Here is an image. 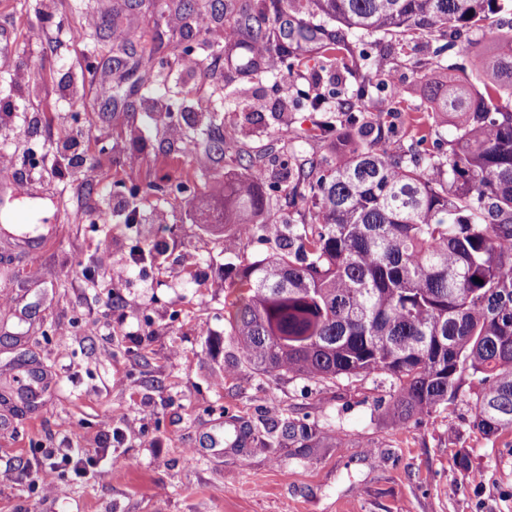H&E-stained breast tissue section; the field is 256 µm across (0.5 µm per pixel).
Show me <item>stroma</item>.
<instances>
[{
    "label": "stroma",
    "instance_id": "35a3bbf8",
    "mask_svg": "<svg viewBox=\"0 0 512 512\" xmlns=\"http://www.w3.org/2000/svg\"><path fill=\"white\" fill-rule=\"evenodd\" d=\"M163 0H0V152L18 169L0 198V471L33 467L46 448L87 447L83 475L56 476L49 498L0 482V512H512V433L481 435L472 395L399 426L385 405L390 378L274 379L241 365L226 303L241 260L278 251L273 238L224 232L225 181L244 172L241 149L266 154L258 182L288 218V166L330 157L331 136L308 96L350 97L352 52L379 60L391 113L385 146L411 147L423 111L426 148L438 136L426 79H471L465 46L494 45L512 14L463 30L439 49L427 34L348 32L351 52L328 62L299 51L292 76H238L197 23L169 25ZM120 14L138 38L122 44ZM43 30L28 41L29 28ZM192 46L200 64L168 68ZM178 101L147 116L137 61ZM123 58L106 73L100 62ZM265 103L252 111L254 99ZM183 137L169 136V124ZM224 151L212 152L218 139ZM100 182L77 181L67 158ZM129 260L121 278L112 265ZM39 278L26 274L28 265ZM306 419L311 440L283 436ZM467 454L471 472L454 464ZM106 481L95 480L100 459Z\"/></svg>",
    "mask_w": 512,
    "mask_h": 512
}]
</instances>
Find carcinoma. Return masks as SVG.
I'll list each match as a JSON object with an SVG mask.
<instances>
[{
  "label": "carcinoma",
  "instance_id": "1",
  "mask_svg": "<svg viewBox=\"0 0 512 512\" xmlns=\"http://www.w3.org/2000/svg\"><path fill=\"white\" fill-rule=\"evenodd\" d=\"M315 13L367 34L481 28L512 0H309ZM185 20L198 0H169ZM238 67L259 82L291 73L294 49L323 40L299 21L256 49L233 30ZM479 87H436L430 102L453 128L446 149L393 152L367 120L378 62L358 55L354 98L332 109L342 135L335 158L298 161L291 178L297 218L282 223L257 186L264 154L224 182V226L283 238L286 252L240 268L224 310L243 365L272 378L393 379L388 410L429 416L474 392L473 425L512 432V32L470 54ZM483 280L479 284L475 279Z\"/></svg>",
  "mask_w": 512,
  "mask_h": 512
}]
</instances>
